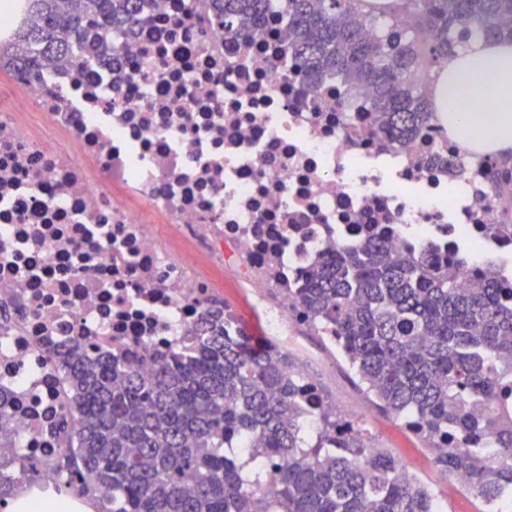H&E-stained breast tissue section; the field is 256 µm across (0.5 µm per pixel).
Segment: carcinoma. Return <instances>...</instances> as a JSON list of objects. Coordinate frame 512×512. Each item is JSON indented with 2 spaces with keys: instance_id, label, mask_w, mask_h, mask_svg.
<instances>
[{
  "instance_id": "carcinoma-1",
  "label": "carcinoma",
  "mask_w": 512,
  "mask_h": 512,
  "mask_svg": "<svg viewBox=\"0 0 512 512\" xmlns=\"http://www.w3.org/2000/svg\"><path fill=\"white\" fill-rule=\"evenodd\" d=\"M37 16L0 48L14 71L32 61L106 55L114 29L143 22L142 0H27ZM209 0L208 24L256 31L276 13L308 83L344 79L372 91L377 132L400 144L430 123L414 79L472 40L512 39V0ZM499 174L492 195L512 202V154L479 159ZM371 235L324 253L296 301L305 324L336 348L371 401L421 436L447 477L473 497H512V284L471 274L467 262L393 251ZM214 312L193 353L156 355L143 371L126 355L66 361L67 402L56 424L64 490L100 512H437L431 490L363 431L336 418L288 353L251 347L247 329L223 332ZM19 440L0 411V448ZM276 487L267 494L264 488Z\"/></svg>"
}]
</instances>
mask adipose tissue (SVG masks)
Instances as JSON below:
<instances>
[{"label": "adipose tissue", "mask_w": 512, "mask_h": 512, "mask_svg": "<svg viewBox=\"0 0 512 512\" xmlns=\"http://www.w3.org/2000/svg\"><path fill=\"white\" fill-rule=\"evenodd\" d=\"M433 118L475 155L512 150V42L476 39L449 55L432 85Z\"/></svg>", "instance_id": "obj_1"}]
</instances>
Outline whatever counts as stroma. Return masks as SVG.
<instances>
[{"instance_id": "1", "label": "stroma", "mask_w": 512, "mask_h": 512, "mask_svg": "<svg viewBox=\"0 0 512 512\" xmlns=\"http://www.w3.org/2000/svg\"><path fill=\"white\" fill-rule=\"evenodd\" d=\"M217 288L239 319L251 323L257 335L266 342L288 352L295 368L313 382L337 415L350 417L364 429L374 447L382 448L406 462L410 470L435 493L445 512H474L477 503L461 488H453L437 469L433 454L425 442L408 430L402 421L376 408L363 385L339 351L306 327L292 325L287 335H278L264 314L255 308L247 292L236 279L222 272H214Z\"/></svg>"}]
</instances>
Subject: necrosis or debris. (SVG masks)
<instances>
[{"label": "necrosis or debris", "mask_w": 512, "mask_h": 512, "mask_svg": "<svg viewBox=\"0 0 512 512\" xmlns=\"http://www.w3.org/2000/svg\"><path fill=\"white\" fill-rule=\"evenodd\" d=\"M203 0H144L134 36L115 31L107 60L14 76L0 113V395L37 481L64 406L60 351L186 355L216 290L200 259L232 271L256 303L277 290L271 323L298 322L303 273L330 248L396 224L397 251L512 247L493 234L494 176L465 166L464 201L446 199L458 146L436 128L382 142L369 91L311 87L286 67L293 38L269 17L233 37L199 21Z\"/></svg>", "instance_id": "1"}]
</instances>
